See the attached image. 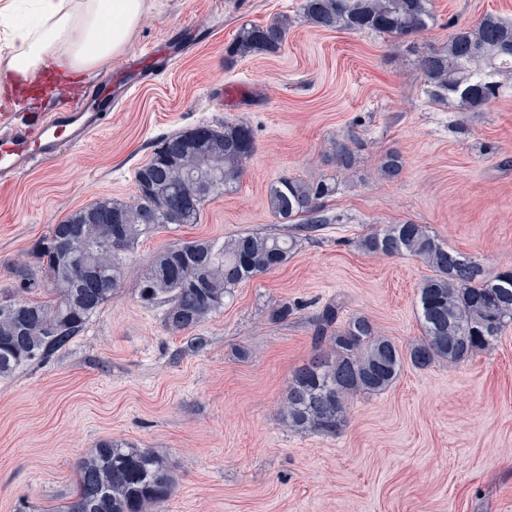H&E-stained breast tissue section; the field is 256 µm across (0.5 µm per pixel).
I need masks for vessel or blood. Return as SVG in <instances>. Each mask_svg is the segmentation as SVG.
Listing matches in <instances>:
<instances>
[{
	"mask_svg": "<svg viewBox=\"0 0 512 512\" xmlns=\"http://www.w3.org/2000/svg\"><path fill=\"white\" fill-rule=\"evenodd\" d=\"M175 59V54L155 49L131 56L124 64L122 82L104 76L77 97L72 107L33 113L20 126H0V183L16 182L39 163L59 157L64 149L83 146L116 103L165 74Z\"/></svg>",
	"mask_w": 512,
	"mask_h": 512,
	"instance_id": "1",
	"label": "vessel or blood"
}]
</instances>
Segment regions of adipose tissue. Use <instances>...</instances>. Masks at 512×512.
<instances>
[{
	"instance_id": "obj_1",
	"label": "adipose tissue",
	"mask_w": 512,
	"mask_h": 512,
	"mask_svg": "<svg viewBox=\"0 0 512 512\" xmlns=\"http://www.w3.org/2000/svg\"><path fill=\"white\" fill-rule=\"evenodd\" d=\"M34 22L16 0H0V31L11 44L0 56V91L30 84L54 70L74 75L102 67L122 53L139 26L146 0H30Z\"/></svg>"
}]
</instances>
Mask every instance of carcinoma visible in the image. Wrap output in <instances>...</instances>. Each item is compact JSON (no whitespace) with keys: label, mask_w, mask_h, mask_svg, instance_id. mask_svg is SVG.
<instances>
[{"label":"carcinoma","mask_w":512,"mask_h":512,"mask_svg":"<svg viewBox=\"0 0 512 512\" xmlns=\"http://www.w3.org/2000/svg\"><path fill=\"white\" fill-rule=\"evenodd\" d=\"M432 0H303V18L323 30H370L401 39L425 32L433 21ZM289 20L240 30L226 58L277 51ZM432 98L462 111L484 106L495 95L491 72L512 73V21L486 14L458 29L448 43L418 59ZM491 71H485V68ZM197 142L187 130L162 139L135 174L128 203L102 199L69 214L39 238L29 260L11 269L18 291L0 295V379L51 360L80 336L89 322L118 298L131 255L142 238L168 224L166 206L193 189L205 201L233 191L255 152L251 128L242 122L209 126ZM336 163L349 171L356 150L338 143ZM392 151L380 165L393 179L402 169ZM336 194V181L281 177L269 184L268 209L283 222L300 220L314 231L331 223L323 202ZM356 247L375 256H411L432 271L420 285L421 336L408 348L380 333L363 314L339 319L345 304L327 303L312 320L315 354L292 374L280 414L288 428L334 436L347 421L349 403L377 395L399 377L404 364L425 369L437 361L457 366L489 348L512 325V270L487 273L476 260L448 249L422 224H387L359 238ZM297 236L240 233L219 243L209 239L176 242L137 271L138 302L163 308V326L191 333L224 310L234 289L288 263ZM83 267L91 284L78 281ZM50 287H44V284ZM176 489L165 457L118 439L99 442L75 468L74 490L54 512H162Z\"/></svg>","instance_id":"1"}]
</instances>
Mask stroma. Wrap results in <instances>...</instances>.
Wrapping results in <instances>:
<instances>
[{
  "label": "stroma",
  "instance_id": "obj_1",
  "mask_svg": "<svg viewBox=\"0 0 512 512\" xmlns=\"http://www.w3.org/2000/svg\"><path fill=\"white\" fill-rule=\"evenodd\" d=\"M302 0H148L123 54L163 44L172 27L210 32L127 104L84 146L0 186V293L15 286L14 260L52 225L104 198L130 201L135 172L162 138L200 123L241 121L255 152L236 191L205 203L198 223L142 239L139 267L177 241L244 231L293 233L267 208L282 176L336 181L331 222L301 237L288 263L236 288L186 347L162 309L142 307L136 280L47 364L0 380V512L19 498L49 512L74 487L77 461L103 439L164 454L177 486L163 512H512V327L458 367L404 365L391 388L350 404L336 436L288 430L280 404L293 371L311 355L309 325L344 297L400 346L420 336L418 288L430 274L409 256L380 257L355 242L386 224H423L489 274L512 269V74L477 112L437 104L418 66L462 25L493 13L512 20V0H433L434 20L415 39L325 31L304 21ZM285 15L276 52L226 66L243 26ZM247 85L222 102L225 85ZM358 139L351 171L333 146ZM403 169L380 173L389 151ZM296 305L284 322L279 303Z\"/></svg>",
  "mask_w": 512,
  "mask_h": 512
}]
</instances>
